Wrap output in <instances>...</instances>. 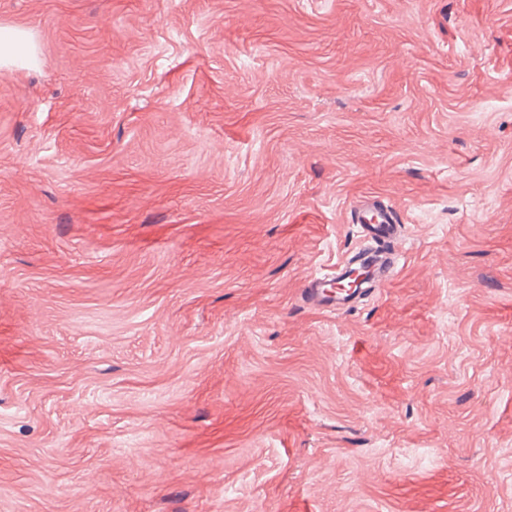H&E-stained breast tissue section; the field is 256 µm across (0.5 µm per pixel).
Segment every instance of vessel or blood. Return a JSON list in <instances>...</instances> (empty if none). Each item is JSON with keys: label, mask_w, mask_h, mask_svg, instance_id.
<instances>
[{"label": "vessel or blood", "mask_w": 512, "mask_h": 512, "mask_svg": "<svg viewBox=\"0 0 512 512\" xmlns=\"http://www.w3.org/2000/svg\"><path fill=\"white\" fill-rule=\"evenodd\" d=\"M353 222L360 224L371 244L359 247L339 260L332 272L312 275L303 290V301L311 309L331 314L348 311L360 297L385 284L392 276L389 249L400 235L395 212L378 197L366 195L350 207Z\"/></svg>", "instance_id": "vessel-or-blood-1"}]
</instances>
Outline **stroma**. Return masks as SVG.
<instances>
[{
	"label": "stroma",
	"mask_w": 512,
	"mask_h": 512,
	"mask_svg": "<svg viewBox=\"0 0 512 512\" xmlns=\"http://www.w3.org/2000/svg\"><path fill=\"white\" fill-rule=\"evenodd\" d=\"M0 512H512V0H0ZM372 194L395 275L309 276ZM35 46L22 27L0 28V64L7 66L34 55ZM350 216L371 245L353 250L332 266L331 273H315L307 280L302 298L313 310L327 314L348 311L361 296L371 294L393 275V248L402 227L395 212L378 197L365 195L350 206ZM379 241L391 243V249H384ZM354 271L366 277L357 283Z\"/></svg>",
	"instance_id": "obj_1"
}]
</instances>
